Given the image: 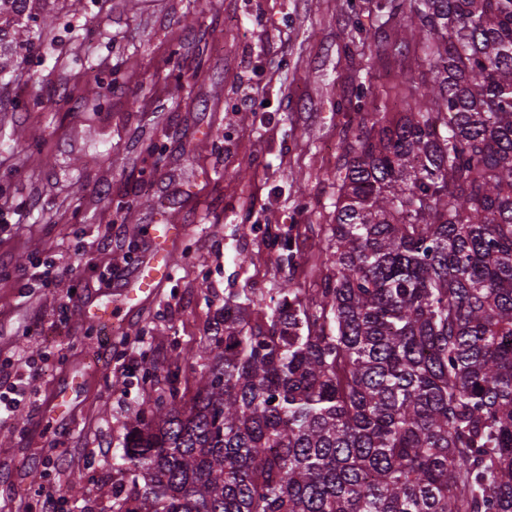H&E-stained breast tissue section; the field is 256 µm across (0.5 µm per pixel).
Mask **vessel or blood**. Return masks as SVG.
Wrapping results in <instances>:
<instances>
[{
  "label": "vessel or blood",
  "mask_w": 512,
  "mask_h": 512,
  "mask_svg": "<svg viewBox=\"0 0 512 512\" xmlns=\"http://www.w3.org/2000/svg\"><path fill=\"white\" fill-rule=\"evenodd\" d=\"M183 230L184 227L180 224L150 226L149 235L154 247L149 256L126 281L120 284L107 304L86 305L85 315L108 326L122 313L138 309L139 305L152 296L168 278L171 272V253L167 245L179 238Z\"/></svg>",
  "instance_id": "1"
}]
</instances>
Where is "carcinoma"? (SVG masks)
Returning a JSON list of instances; mask_svg holds the SVG:
<instances>
[{
    "instance_id": "1",
    "label": "carcinoma",
    "mask_w": 512,
    "mask_h": 512,
    "mask_svg": "<svg viewBox=\"0 0 512 512\" xmlns=\"http://www.w3.org/2000/svg\"><path fill=\"white\" fill-rule=\"evenodd\" d=\"M40 0H0V23ZM426 67L344 131L320 287L224 313L112 512H512V0H377Z\"/></svg>"
}]
</instances>
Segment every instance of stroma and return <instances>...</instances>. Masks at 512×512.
Segmentation results:
<instances>
[{
	"label": "stroma",
	"mask_w": 512,
	"mask_h": 512,
	"mask_svg": "<svg viewBox=\"0 0 512 512\" xmlns=\"http://www.w3.org/2000/svg\"><path fill=\"white\" fill-rule=\"evenodd\" d=\"M51 28L0 72V512H112V468L134 418L197 349L228 295L318 287L343 128L371 88L396 116L398 70L423 53L385 45L376 0H47ZM187 228L169 279L111 329L87 303L104 267L137 265L145 227ZM292 238L293 264L262 240ZM103 241L93 256L84 243ZM246 253L247 265L236 256ZM60 268L30 288L33 264ZM123 386L113 387V378ZM70 388L63 413L58 390ZM84 495L68 496L70 475Z\"/></svg>",
	"instance_id": "stroma-1"
}]
</instances>
